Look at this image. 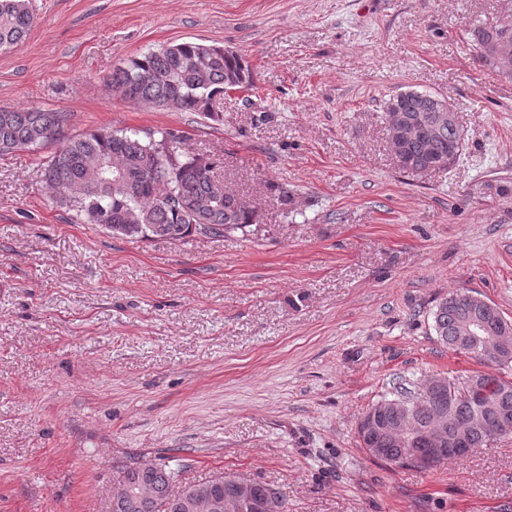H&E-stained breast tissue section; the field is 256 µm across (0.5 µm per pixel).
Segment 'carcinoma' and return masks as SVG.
Here are the masks:
<instances>
[{
	"label": "carcinoma",
	"mask_w": 512,
	"mask_h": 512,
	"mask_svg": "<svg viewBox=\"0 0 512 512\" xmlns=\"http://www.w3.org/2000/svg\"><path fill=\"white\" fill-rule=\"evenodd\" d=\"M35 23L30 0H0V50L10 48L28 35ZM512 41V30L498 23L481 24L469 31L468 40L478 62L487 70L512 79L496 63L495 46ZM252 81L248 62L221 46L182 42L150 51L112 74V85L133 103L179 111L213 115V105L224 98V90L245 88ZM401 110L410 117L436 121L433 95L416 89L400 91L385 103L384 112ZM68 115L38 109L0 108V154L61 140L55 152L42 163L41 176L55 203L75 212L85 224H97L124 237L150 240L155 237L183 240L195 233L222 236L256 223L257 212L243 198L224 186L215 175V164L203 154L178 152L177 134L167 129L154 131L97 130L62 137ZM394 157L404 161L405 170L423 172L447 169L462 147L459 125L445 122L419 136L399 140L388 134ZM481 319L512 334V322L500 312L491 313L478 304L470 291L460 289L441 298L433 312L434 331L439 340L457 353L464 322ZM481 385L469 399L448 405V390L426 383L424 398L417 399L415 418L406 439L393 438L383 425L362 448H379L382 459L404 463L413 448H423L421 433L448 415V437L458 438L464 448H480L493 435L471 426L475 407L491 401L485 411L500 408L512 412V381L491 372L478 374ZM128 484H145L153 493L147 503L124 494L112 497V512H155L165 507L174 512L172 496L178 472L161 459L156 466H123ZM235 478L219 476L209 481L211 494L224 497L233 492Z\"/></svg>",
	"instance_id": "cac0c4a2"
}]
</instances>
